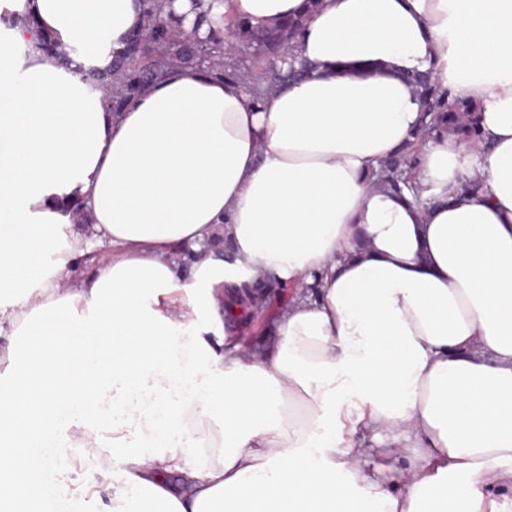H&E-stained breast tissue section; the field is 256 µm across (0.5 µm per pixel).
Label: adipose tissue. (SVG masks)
Listing matches in <instances>:
<instances>
[{"label": "adipose tissue", "instance_id": "1", "mask_svg": "<svg viewBox=\"0 0 512 512\" xmlns=\"http://www.w3.org/2000/svg\"><path fill=\"white\" fill-rule=\"evenodd\" d=\"M305 3L230 10L272 28ZM0 5L76 49L66 65L20 61L26 32L0 34V512H42L26 450L46 433L68 450L60 492L105 484L100 512H504L512 0H317L290 50L311 66L301 79L255 99L181 66L117 112L79 73L111 71L139 0ZM427 71L477 104L482 141L420 148L418 206L376 173L420 127L412 78ZM476 173L481 189L463 191ZM70 198L93 233L63 241ZM183 245L197 253L185 277ZM312 276L315 297L243 359L223 290ZM68 320L136 347L73 345ZM379 431L382 479L362 466Z\"/></svg>", "mask_w": 512, "mask_h": 512}]
</instances>
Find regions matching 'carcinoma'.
Instances as JSON below:
<instances>
[{"label":"carcinoma","instance_id":"carcinoma-1","mask_svg":"<svg viewBox=\"0 0 512 512\" xmlns=\"http://www.w3.org/2000/svg\"><path fill=\"white\" fill-rule=\"evenodd\" d=\"M174 3L175 0H142V27L115 54L112 73L104 76L95 71L80 72L87 87L103 93L113 110H120L144 86L162 79L178 64H193L216 76L241 77L239 69L226 68L221 63L226 36L238 39L263 58L265 73L272 83L291 81L306 71L304 64L289 71H280L277 66L280 53L288 47L291 33L300 29L302 20L291 19L285 26L271 30H254L245 21L238 20L228 28L211 27L201 36L199 29L207 22L206 15L198 11L201 0H189V8L182 13L175 10ZM0 23L7 29L20 28L29 33L18 47L24 56L37 51L64 62L76 52L53 36L38 33L30 17L5 9L0 13ZM415 84L429 133L434 135L450 128L462 140L480 138L479 112L471 101L453 97L434 82L419 76Z\"/></svg>","mask_w":512,"mask_h":512}]
</instances>
